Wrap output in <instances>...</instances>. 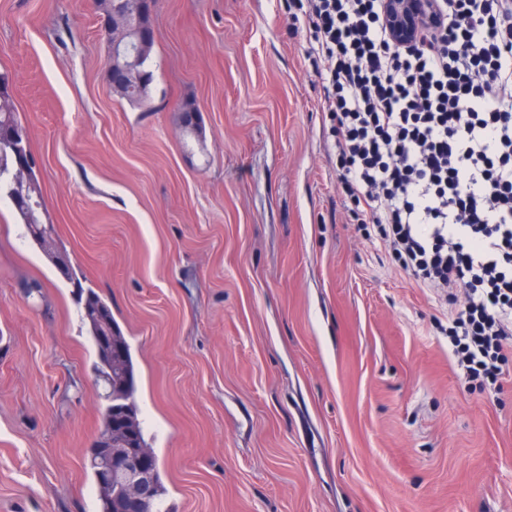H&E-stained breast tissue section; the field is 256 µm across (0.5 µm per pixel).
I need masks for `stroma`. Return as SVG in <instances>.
<instances>
[{
	"instance_id": "obj_1",
	"label": "stroma",
	"mask_w": 512,
	"mask_h": 512,
	"mask_svg": "<svg viewBox=\"0 0 512 512\" xmlns=\"http://www.w3.org/2000/svg\"><path fill=\"white\" fill-rule=\"evenodd\" d=\"M152 111L93 0H0V73L72 284L0 203V512H97L102 388L75 295L112 308L174 512H512V349L469 384L461 304L359 231L285 0H156ZM197 107L186 124L183 103Z\"/></svg>"
}]
</instances>
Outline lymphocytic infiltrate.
Segmentation results:
<instances>
[{
  "label": "lymphocytic infiltrate",
  "mask_w": 512,
  "mask_h": 512,
  "mask_svg": "<svg viewBox=\"0 0 512 512\" xmlns=\"http://www.w3.org/2000/svg\"><path fill=\"white\" fill-rule=\"evenodd\" d=\"M441 29L394 46L383 0H297L327 94L336 177L422 288L463 291L465 375L497 382L512 341V0H436Z\"/></svg>",
  "instance_id": "1"
}]
</instances>
